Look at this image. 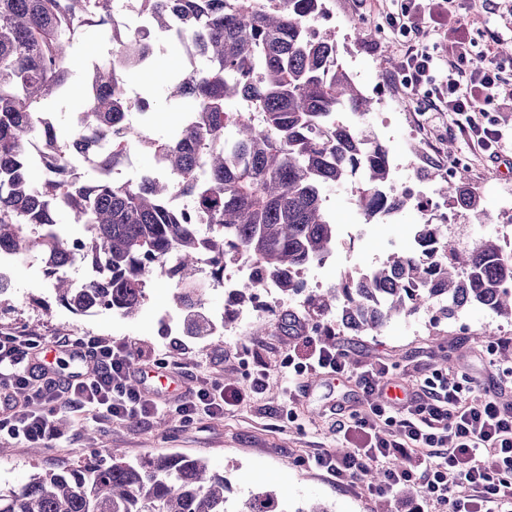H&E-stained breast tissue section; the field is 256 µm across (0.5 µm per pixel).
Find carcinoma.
Wrapping results in <instances>:
<instances>
[{
    "mask_svg": "<svg viewBox=\"0 0 512 512\" xmlns=\"http://www.w3.org/2000/svg\"><path fill=\"white\" fill-rule=\"evenodd\" d=\"M114 2L0 0V247L18 255L41 251L61 306L79 314L95 304L132 320L148 300L151 278L166 277L176 284L184 335L205 338L211 330L202 302L188 287L201 254L209 255V277L217 282L231 257L254 264L253 275L225 297L227 326L268 279L283 295L304 291L295 271L335 248L336 225L324 202L350 179H357L367 218L408 206L412 196L394 186L388 146L341 118L366 116L373 101L339 61L336 34L316 25L326 0H152L157 23L176 17L203 66L186 78L171 76L163 89L170 104L193 103L192 121L173 135L147 138L144 149L179 173L180 191L198 214L170 207L163 180L130 186L109 177L113 159L137 144L135 132H119L131 108L124 86L155 61L139 37L116 41L124 70L103 64L83 97L76 137L110 139L112 156H92L74 175L56 153L51 177H32L26 141L57 138L56 125L42 124L39 113L71 80L75 38L89 27L104 34ZM418 174L440 183L442 196L462 212L487 216L484 197L464 173L450 181L431 165ZM199 214L213 224L209 231L190 230ZM68 224L83 228L74 244L54 234ZM416 237L424 247H405L366 274L311 292L302 326L317 328L333 316L347 329L377 333L395 318L422 311L448 320L470 305L512 323V257L500 237L461 247L449 240L448 226L434 222L416 225ZM79 260L93 273L81 293L62 275ZM272 328L295 333L296 319L288 312L273 325L259 321L242 336ZM230 493L224 474L202 457L129 463L113 448L108 462L85 458L0 490V512H230ZM237 512L285 510L275 494L258 492Z\"/></svg>",
    "mask_w": 512,
    "mask_h": 512,
    "instance_id": "cac0c4a2",
    "label": "carcinoma"
}]
</instances>
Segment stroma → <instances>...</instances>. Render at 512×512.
<instances>
[{"instance_id": "1", "label": "stroma", "mask_w": 512, "mask_h": 512, "mask_svg": "<svg viewBox=\"0 0 512 512\" xmlns=\"http://www.w3.org/2000/svg\"><path fill=\"white\" fill-rule=\"evenodd\" d=\"M404 0H326L327 13L320 25L334 29L339 58L364 93L376 101L374 110L362 120L366 133L386 142L397 165L402 186L435 196V184L420 179L416 166L432 163L447 166L449 161L466 169L470 183L486 199L488 217L479 221L449 213V223L470 228L475 236H498L504 231L499 218L501 199L512 196V106L489 108L484 122L501 131L509 150L492 160L472 150L461 135L454 116L435 109V95H410L405 87L401 60L408 46L425 40L430 53L447 59L456 38L451 22L422 13L418 31L403 32L393 23ZM466 24L472 57L483 55L492 37L512 44V13L490 9L487 0H457ZM367 29L363 40H356L355 26ZM185 59L174 46L158 56L154 67L134 74L129 84L138 90H157L171 74L183 70ZM418 209L397 213L371 225L369 233L355 241L340 240L336 251L355 256L364 263L399 250L411 237L413 227L422 223ZM14 293L0 303V331L35 334L100 336L129 340L141 367H154L159 361L180 366V389L191 391L209 379L234 377L246 386L250 372L266 368L269 387L263 394L226 408L223 416L206 415L185 421L166 409L141 418L139 424L124 421L75 419L55 439L38 441L35 455L20 454L19 440L0 447V488L18 487L33 475L70 467L84 456L108 459L109 451L121 449L125 461L135 462L154 454L205 458L210 467L224 473L231 484L234 500H245L259 490L275 491L287 512L319 503L329 512H411L418 502L417 491L392 499L366 494L360 482H336L316 470L297 465L300 457L322 448H343L347 442L337 433V421L349 420L364 411L367 402L352 379L316 376L303 393L288 397L284 359L298 337L276 331L241 339L236 332L223 334L222 347L211 341L198 342L182 337L179 349H172V337L163 320L171 312L174 284L165 278L152 279L149 299L140 315L127 320L100 310L83 317L53 304L47 281L38 268L25 264L13 270ZM507 330L505 321L489 311L472 306L452 321L431 326L428 315L399 318L380 332L356 333L336 326L320 325V336L330 337L347 353L357 368L384 362L391 382L408 385L412 380L441 368L443 358L454 361V369L465 382L463 400L471 401L497 394L512 402V376H503L491 362L495 340L485 337L484 329ZM294 405L295 417L285 408Z\"/></svg>"}]
</instances>
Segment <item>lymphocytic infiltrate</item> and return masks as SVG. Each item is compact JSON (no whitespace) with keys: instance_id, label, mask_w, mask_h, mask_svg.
Listing matches in <instances>:
<instances>
[{"instance_id":"1","label":"lymphocytic infiltrate","mask_w":512,"mask_h":512,"mask_svg":"<svg viewBox=\"0 0 512 512\" xmlns=\"http://www.w3.org/2000/svg\"><path fill=\"white\" fill-rule=\"evenodd\" d=\"M479 84L505 85L512 101V85H506L494 53L476 60L459 48L456 65L441 82V104L444 111L463 116L460 131L472 148L496 158L501 137L483 122V103L473 92ZM47 343L91 358L93 368L76 380L48 377L32 363L37 349ZM132 355L133 345L125 340L1 333L0 371H6L9 382L0 387V432L27 440L54 435L60 402L68 412L111 420L164 409L163 399L133 386L127 367ZM287 364L292 395L305 375H341L348 368L345 351L313 340L305 354L289 355ZM268 380L260 369L244 389L207 383L178 401L176 411L187 420L202 411L223 414L225 406L247 394L264 393ZM355 382L369 404L368 413L351 425L361 442L343 457L321 450L304 458L305 466L340 481L378 467L384 479L368 486V493L394 497L417 484L423 504L415 512H512V405L497 396L462 400L454 371H436L420 380L401 407L383 396L389 385L384 363L357 372Z\"/></svg>"}]
</instances>
